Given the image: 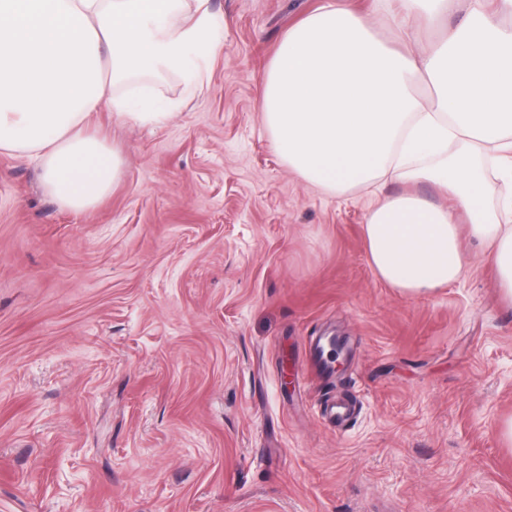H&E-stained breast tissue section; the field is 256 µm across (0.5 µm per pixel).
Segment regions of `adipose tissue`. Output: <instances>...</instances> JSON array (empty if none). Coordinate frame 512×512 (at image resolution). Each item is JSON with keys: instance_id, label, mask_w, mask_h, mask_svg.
Returning <instances> with one entry per match:
<instances>
[{"instance_id": "adipose-tissue-1", "label": "adipose tissue", "mask_w": 512, "mask_h": 512, "mask_svg": "<svg viewBox=\"0 0 512 512\" xmlns=\"http://www.w3.org/2000/svg\"><path fill=\"white\" fill-rule=\"evenodd\" d=\"M392 41L371 15L339 0L289 29L262 76L261 112L283 162L328 193L385 180L364 224L370 264L400 294L432 292L467 269L461 237L494 258L496 287L512 303V0H402ZM459 16L429 49L408 23ZM224 49V22L208 0H0V152L37 164L62 208L94 209L124 159L98 112L163 125L179 103L147 87L163 73L201 90ZM428 94H420V85ZM509 187L485 205L487 172ZM429 182L443 208L412 192Z\"/></svg>"}]
</instances>
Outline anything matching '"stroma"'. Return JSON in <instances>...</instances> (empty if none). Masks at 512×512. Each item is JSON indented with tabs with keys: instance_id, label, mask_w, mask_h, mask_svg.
<instances>
[{
	"instance_id": "obj_1",
	"label": "stroma",
	"mask_w": 512,
	"mask_h": 512,
	"mask_svg": "<svg viewBox=\"0 0 512 512\" xmlns=\"http://www.w3.org/2000/svg\"><path fill=\"white\" fill-rule=\"evenodd\" d=\"M320 0H209L224 50L159 127L96 121L126 166L59 208L0 155V512H512V307L488 254L404 296L374 273L375 197L274 150L261 77ZM344 337L338 382L294 378ZM348 391V431L319 408ZM330 337L324 335L306 337L309 361L313 364L311 367L307 366V370L312 376H316L318 374L317 371L328 375L333 373L332 367L327 365L323 358L325 345Z\"/></svg>"
}]
</instances>
